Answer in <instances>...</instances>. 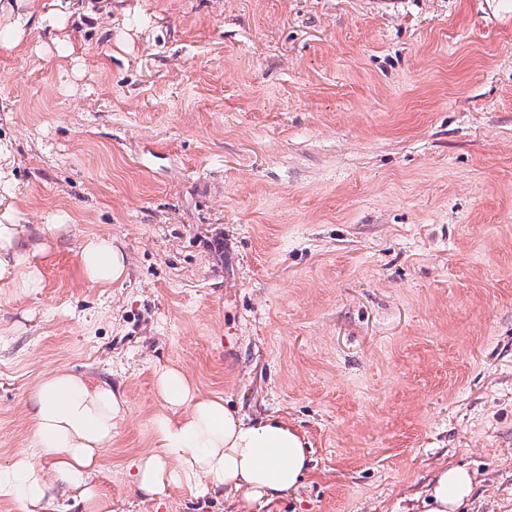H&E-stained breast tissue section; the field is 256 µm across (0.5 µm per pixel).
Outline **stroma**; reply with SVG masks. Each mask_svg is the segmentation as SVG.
<instances>
[{
  "instance_id": "35a3bbf8",
  "label": "stroma",
  "mask_w": 512,
  "mask_h": 512,
  "mask_svg": "<svg viewBox=\"0 0 512 512\" xmlns=\"http://www.w3.org/2000/svg\"><path fill=\"white\" fill-rule=\"evenodd\" d=\"M43 3L0 46V205L50 251L0 288V464L67 367L128 400L112 512H421L445 464L512 512V0ZM165 366L304 433L303 484L144 500ZM111 237L92 235L81 244L82 273L92 284L111 285L127 277L126 254Z\"/></svg>"
}]
</instances>
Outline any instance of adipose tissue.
Instances as JSON below:
<instances>
[{"instance_id": "1", "label": "adipose tissue", "mask_w": 512, "mask_h": 512, "mask_svg": "<svg viewBox=\"0 0 512 512\" xmlns=\"http://www.w3.org/2000/svg\"><path fill=\"white\" fill-rule=\"evenodd\" d=\"M82 273L107 286L126 278L128 261L120 244L99 235L81 245ZM39 265L26 246L25 229L12 209L0 211V287H40ZM159 395L165 411L156 417L157 446L128 465L144 499L189 490L207 495L241 491L254 502L272 503L296 489L309 470L303 435L278 415L236 416L222 397L199 395L183 371L159 369ZM127 398L106 383L59 368L38 382L30 408L34 449L0 465V502L21 512H67L69 501L109 512L95 477L105 467L112 429L123 419ZM473 484L464 468L441 469L427 487V512H457Z\"/></svg>"}]
</instances>
